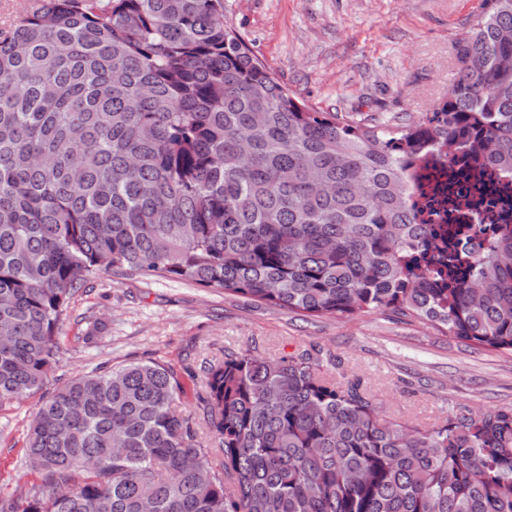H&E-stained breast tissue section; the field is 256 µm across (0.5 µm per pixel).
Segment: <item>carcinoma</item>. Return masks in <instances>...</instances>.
Listing matches in <instances>:
<instances>
[{
	"mask_svg": "<svg viewBox=\"0 0 512 512\" xmlns=\"http://www.w3.org/2000/svg\"><path fill=\"white\" fill-rule=\"evenodd\" d=\"M455 52L448 98L390 128L300 102L224 0H44L0 30V407L43 388L70 298L111 269L512 355V224L462 252L487 228L429 229L407 177L435 144L512 188V0ZM337 369L227 350L197 422L163 362L80 374L23 440L52 492L0 512H512V406L413 426Z\"/></svg>",
	"mask_w": 512,
	"mask_h": 512,
	"instance_id": "cac0c4a2",
	"label": "carcinoma"
}]
</instances>
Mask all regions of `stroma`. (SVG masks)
I'll return each mask as SVG.
<instances>
[{
  "instance_id": "35a3bbf8",
  "label": "stroma",
  "mask_w": 512,
  "mask_h": 512,
  "mask_svg": "<svg viewBox=\"0 0 512 512\" xmlns=\"http://www.w3.org/2000/svg\"><path fill=\"white\" fill-rule=\"evenodd\" d=\"M487 0H224L228 25L300 101L370 125H406L443 101L455 46ZM103 329L81 343L90 323ZM53 391L97 364L158 360L201 374L225 350L279 358L315 344L336 378L360 384L392 417L428 426L449 406L473 415L512 405V358L465 346L393 313L344 320L288 313L191 283L101 273L70 301L58 329ZM39 402L0 408V492L26 495L40 477L21 461Z\"/></svg>"
}]
</instances>
